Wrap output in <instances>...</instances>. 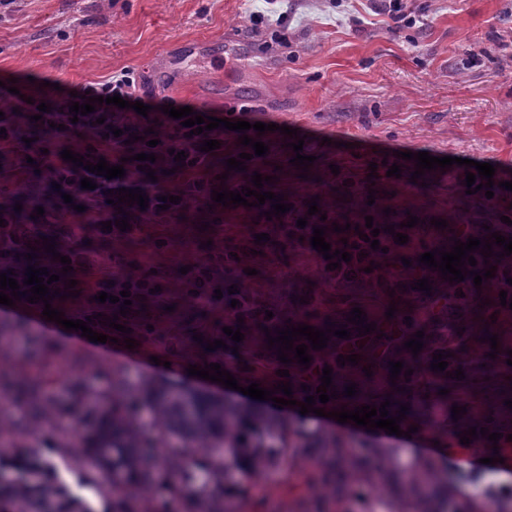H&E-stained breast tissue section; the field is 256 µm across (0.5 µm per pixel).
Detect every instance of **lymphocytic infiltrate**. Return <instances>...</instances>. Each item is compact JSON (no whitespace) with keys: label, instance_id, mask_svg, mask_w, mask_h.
Returning <instances> with one entry per match:
<instances>
[{"label":"lymphocytic infiltrate","instance_id":"obj_1","mask_svg":"<svg viewBox=\"0 0 512 512\" xmlns=\"http://www.w3.org/2000/svg\"><path fill=\"white\" fill-rule=\"evenodd\" d=\"M88 91L90 95L105 97L106 102L96 106L94 112L77 119L70 112L73 99L68 94L52 100L50 111L43 114L25 100L0 96V175H20L29 166H38L43 184L39 187H27L26 192L44 209L42 219L30 218L21 221L16 216L14 201L0 197V218L5 221L4 226L0 227V273L9 272L17 281H24L28 266L25 256L29 245L40 239L41 224L61 225L64 236L56 245L59 257L46 260L47 270L49 274L65 273L70 279L76 280L79 296L86 315L91 318L90 326L93 331L115 338L119 335L118 330L99 324L98 318L102 315L113 316L119 312L120 307L110 302H99L98 293L103 291L116 296L120 291H130L131 308L136 311L142 302L157 303L163 300V293L156 290L159 279L147 270L124 268V259L118 254L114 255L113 260L122 265L123 270L119 274H111L98 263L92 251L80 247V236L89 235L106 242L124 239L126 233L116 228L108 232L103 230L102 225L112 218L111 206L107 202L110 190L125 187L140 189L148 195L149 203L144 214L156 229V239H166L165 224L179 215L184 208L207 202L212 191L218 187L217 170L213 162L217 157L223 156L224 151L218 148L205 152L201 145L206 140H223L227 130L220 127L190 136L180 120L161 113L157 119L162 129L155 149H148L142 140L128 144L124 141L125 135L140 132L144 117L133 108L137 95L134 82L127 72L112 75L106 82L89 85ZM114 95L128 101V108L121 109L109 104V97ZM32 123L36 124L42 137L27 143L22 139L21 130ZM114 128L121 129V136H111L110 131ZM69 138L77 139L78 153L88 155L90 163L94 164L103 159L113 166L123 165L124 177L109 180L102 176H93L87 169L63 160L53 144ZM150 150L156 156L153 165L155 172H167L168 185L141 182L136 156ZM181 151L186 153L189 163L179 167L175 164L174 155ZM86 177L92 179L93 189H82L81 181ZM67 194L72 196V203L64 202L63 197ZM163 195L177 196L178 201L168 209H161L159 198ZM75 203L86 208L84 220L77 224L69 221L73 214L71 206ZM325 240L335 250L342 249L347 243L352 246L350 261L342 263L338 269L324 268L320 271L322 278L335 288L344 287L347 281L364 278L370 263L380 264L395 259L401 251L393 235L384 231L380 232L379 245L375 248L352 229L342 234L327 232ZM247 251V246L242 245L235 254L225 255L224 268L229 275L222 283L228 286L235 284L236 279L231 272L237 268L238 258L245 256ZM63 255L71 260L70 271L62 269L59 258ZM221 282L217 281L211 265L198 263L185 275L181 283V293L186 301L193 304L219 303L224 310L226 326L233 328L240 322L248 327L264 323L266 305L247 288H240L236 294L227 293L222 299H215L214 291ZM363 347V339L353 336L337 343L332 356L316 353L313 354L309 366L291 368L288 380L293 385V399L305 401L307 387H320L324 366L336 365L338 355H352Z\"/></svg>","mask_w":512,"mask_h":512}]
</instances>
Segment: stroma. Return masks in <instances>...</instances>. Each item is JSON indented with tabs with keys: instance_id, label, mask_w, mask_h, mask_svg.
I'll list each match as a JSON object with an SVG mask.
<instances>
[{
	"instance_id": "obj_1",
	"label": "stroma",
	"mask_w": 512,
	"mask_h": 512,
	"mask_svg": "<svg viewBox=\"0 0 512 512\" xmlns=\"http://www.w3.org/2000/svg\"><path fill=\"white\" fill-rule=\"evenodd\" d=\"M418 18L415 26L397 25L374 8L372 0H295L286 6L275 0L282 21L253 25L250 15L263 9L264 0H15L0 7V81L16 79L27 97H48L54 87L75 92L126 70L145 102L227 112L248 107L255 121L268 124L261 140L266 159L256 169L230 171L229 181H250L253 174L271 177L267 189L294 204L306 216L310 200L328 222L346 224L371 213L379 223L400 224L409 216L420 220L424 248L405 250L417 260L423 250H448L450 226L458 215L476 224H496L512 218V38L502 31V19L512 20V0H411ZM478 63H471V53ZM303 136V152L314 156L308 174L293 166L295 153L282 127ZM426 151L434 157H461L494 166L499 186L497 206L484 195L462 192L459 168L434 169L413 180L416 163L398 160L397 152ZM377 170H370V163ZM399 164L400 177L388 175ZM338 172H331V165ZM362 180L358 192L342 194L344 172ZM220 218L228 224H254L267 239L261 252L248 255L251 275L243 283L263 302L292 324L319 329L347 326L352 308L368 321L382 323L388 307H395L394 324L405 336L416 332L433 336L448 328H462L453 344V356L464 370L456 380L432 371L433 355L422 349L412 355L403 342L391 346L386 359L364 355L355 366L356 400L376 393L392 406H406L403 426H417L434 444L414 443L397 448L366 444L361 437L332 425H320L301 414H282L288 469L264 499H256L261 476L237 472L235 499L247 512H310L324 498L308 480L311 460L330 466V480L341 481L351 465L360 469L384 468L387 473L380 496L403 498L406 478L393 459L419 461L438 472L448 485L449 501L468 500L504 506L512 512V489L501 488L499 470L456 466L464 453L459 437L449 436L448 417L453 405L465 407L466 424L482 421L497 407L502 390L512 391L506 378L512 356V320L506 319L497 291L482 288L476 298L462 299L461 315L447 313L445 321H432L428 310L446 295L438 269L425 272L432 289H399L390 267L378 279L358 281L343 289L330 287L319 272L318 258L309 252L280 248L276 221L267 220L262 208L193 205L171 225L167 251H158L147 234H136L119 246L136 263L154 266L168 290L166 302L150 304L138 323L159 325L148 344L147 360L134 355L88 347L47 328L45 320L23 313H0V424L18 435L20 444L10 460L39 450L55 468L69 493L87 512H112V491L70 449L86 425L85 399L111 393L113 378L126 383L125 395L133 421L144 418L146 386L163 383L174 388L200 389L226 403L270 415L266 402L241 397L216 382L190 376L188 366L228 360L229 372L247 377L246 365L267 351L261 328L249 331L238 350H207L193 340L194 330L207 328V342L216 340L215 313L182 301L176 292L181 267L211 259V232L204 223ZM447 220L444 229L434 220ZM498 337L495 358H488L485 333ZM187 339L181 357H172L170 335ZM239 361H232V353ZM403 362L419 372V390L407 388L404 378H390V362ZM372 375H365V366ZM489 381L482 394L467 397L475 373ZM51 391V415H28L30 383ZM343 448L344 456L330 460L322 442Z\"/></svg>"
}]
</instances>
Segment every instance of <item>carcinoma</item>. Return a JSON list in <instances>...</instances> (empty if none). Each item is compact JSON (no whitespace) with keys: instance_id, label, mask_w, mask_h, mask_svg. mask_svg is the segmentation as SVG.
Masks as SVG:
<instances>
[{"instance_id":"1","label":"carcinoma","mask_w":512,"mask_h":512,"mask_svg":"<svg viewBox=\"0 0 512 512\" xmlns=\"http://www.w3.org/2000/svg\"><path fill=\"white\" fill-rule=\"evenodd\" d=\"M151 395L143 425L128 420L121 399L95 398L79 443L83 461L101 472L118 496L112 512H159L151 500H129L122 493L131 483L152 486L166 456L173 453L187 465L198 456L210 462L201 484L191 485L180 477L167 484L187 512H240L231 494L234 462L266 476L285 471L287 460L277 446L278 422L196 391L153 388ZM43 467L31 457L18 479L0 482V494L15 495L18 512H77L57 487L43 479ZM441 483L434 473L424 476L415 481L412 499L388 506V512H448Z\"/></svg>"}]
</instances>
